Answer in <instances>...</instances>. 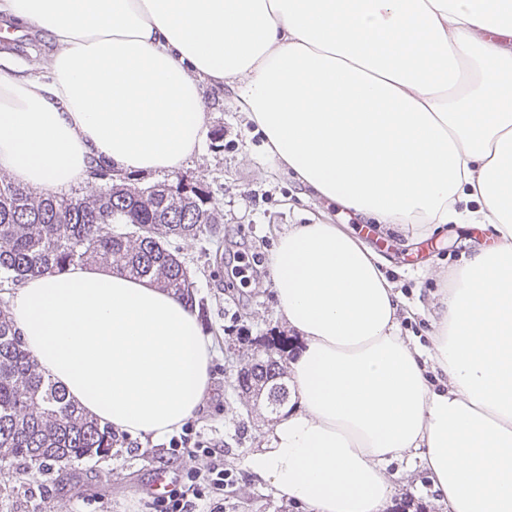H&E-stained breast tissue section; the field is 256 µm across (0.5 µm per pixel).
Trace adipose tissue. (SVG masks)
I'll use <instances>...</instances> for the list:
<instances>
[{"label":"adipose tissue","mask_w":512,"mask_h":512,"mask_svg":"<svg viewBox=\"0 0 512 512\" xmlns=\"http://www.w3.org/2000/svg\"><path fill=\"white\" fill-rule=\"evenodd\" d=\"M54 44L48 81L0 70V171L58 193L91 159L178 170L204 88L228 85L268 161L416 237L476 221L430 344L401 336L384 260L335 224L270 257L302 341L297 409L241 466L307 512H388L385 467L419 458L447 512H512V0H0ZM10 314L40 372L98 420L164 437L214 357L197 312L146 279L72 266L25 279Z\"/></svg>","instance_id":"adipose-tissue-1"}]
</instances>
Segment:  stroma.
I'll return each mask as SVG.
<instances>
[{"label":"stroma","instance_id":"obj_1","mask_svg":"<svg viewBox=\"0 0 512 512\" xmlns=\"http://www.w3.org/2000/svg\"><path fill=\"white\" fill-rule=\"evenodd\" d=\"M19 43L0 37V61L17 75L42 74L53 46L35 27L23 28ZM209 109L208 130L198 153L178 173L148 171L131 174L137 187L170 183L175 177L202 184L219 216L217 233L180 241L184 260L203 303L198 318L212 340L215 357L211 390L193 419L205 438L224 445L225 468L238 471L239 482L227 496L224 512H305L284 502L267 484L239 472L242 450L261 448L275 423L264 409L240 399L235 388L239 370L262 355L268 337L287 338L297 346L296 334L276 308L271 279L257 284H226L224 244L235 237L247 240L262 263H269L281 233L292 224L325 222L358 233L363 223L340 204L315 196L288 171L276 170L265 159L263 138L239 112L228 88L204 89ZM440 246L426 262H416L417 246L399 227L377 230L368 244L387 262L385 273L395 283L406 305L401 309V333L429 345L430 317L443 282L464 264L476 245L467 224H445L435 229ZM249 328L250 340H241L240 328ZM167 439H132L117 444L107 455L54 465V479L42 490L29 492L30 476L0 469V512H152L146 492L156 471L170 479L200 468L199 458L166 453ZM395 503H407L406 512H444L426 471L407 460L387 467Z\"/></svg>","mask_w":512,"mask_h":512}]
</instances>
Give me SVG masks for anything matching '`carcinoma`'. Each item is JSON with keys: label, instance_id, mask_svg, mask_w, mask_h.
<instances>
[{"label": "carcinoma", "instance_id": "cac0c4a2", "mask_svg": "<svg viewBox=\"0 0 512 512\" xmlns=\"http://www.w3.org/2000/svg\"><path fill=\"white\" fill-rule=\"evenodd\" d=\"M218 223L209 195L177 182L147 187L109 184L82 198L37 194L0 177V284L104 263L196 305L173 241L212 232ZM267 359L243 368L244 398L262 399L270 412L289 397L282 367L288 342L267 340ZM113 429L67 399L44 377L11 317L0 310V467L36 478L59 461L105 453Z\"/></svg>", "mask_w": 512, "mask_h": 512}]
</instances>
